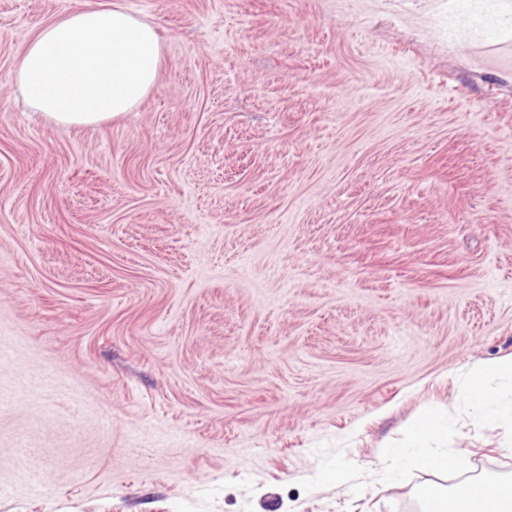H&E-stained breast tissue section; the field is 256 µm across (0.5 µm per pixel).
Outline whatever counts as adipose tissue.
<instances>
[{
	"label": "adipose tissue",
	"instance_id": "ef3b65f1",
	"mask_svg": "<svg viewBox=\"0 0 512 512\" xmlns=\"http://www.w3.org/2000/svg\"><path fill=\"white\" fill-rule=\"evenodd\" d=\"M164 60L156 27L123 3L83 5L37 26L20 55L14 81L26 102L55 124L93 126L134 111L154 88ZM496 378L512 384V358L473 371L468 400L483 414L499 413ZM448 433L442 415L424 413L408 430L410 443L390 451L388 478L421 467L435 473L463 472L469 457L442 448ZM423 498L432 512H512V483L482 482L446 490L432 484Z\"/></svg>",
	"mask_w": 512,
	"mask_h": 512
}]
</instances>
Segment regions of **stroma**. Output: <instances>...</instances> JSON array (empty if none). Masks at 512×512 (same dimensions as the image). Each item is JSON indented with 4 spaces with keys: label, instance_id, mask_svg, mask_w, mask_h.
<instances>
[{
    "label": "stroma",
    "instance_id": "35a3bbf8",
    "mask_svg": "<svg viewBox=\"0 0 512 512\" xmlns=\"http://www.w3.org/2000/svg\"><path fill=\"white\" fill-rule=\"evenodd\" d=\"M81 0H0V512H422L379 474L512 357V33L448 0H124L138 109L35 114L11 75ZM336 466L337 487L316 471Z\"/></svg>",
    "mask_w": 512,
    "mask_h": 512
}]
</instances>
